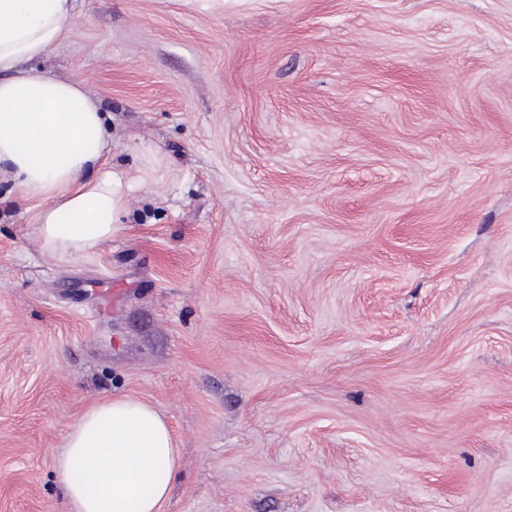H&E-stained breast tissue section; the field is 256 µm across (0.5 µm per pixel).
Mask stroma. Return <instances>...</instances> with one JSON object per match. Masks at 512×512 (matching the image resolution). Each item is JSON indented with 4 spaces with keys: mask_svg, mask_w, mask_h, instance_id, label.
<instances>
[{
    "mask_svg": "<svg viewBox=\"0 0 512 512\" xmlns=\"http://www.w3.org/2000/svg\"><path fill=\"white\" fill-rule=\"evenodd\" d=\"M35 67L129 189L69 259L0 183V512L115 395L162 512H512V0H76Z\"/></svg>",
    "mask_w": 512,
    "mask_h": 512,
    "instance_id": "stroma-1",
    "label": "stroma"
}]
</instances>
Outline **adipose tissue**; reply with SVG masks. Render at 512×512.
Instances as JSON below:
<instances>
[{"instance_id": "adipose-tissue-1", "label": "adipose tissue", "mask_w": 512, "mask_h": 512, "mask_svg": "<svg viewBox=\"0 0 512 512\" xmlns=\"http://www.w3.org/2000/svg\"><path fill=\"white\" fill-rule=\"evenodd\" d=\"M75 0H0V173L35 203L42 249L86 257L120 230L122 177L106 169V116L80 83L31 68L70 32ZM67 512H160L178 468L169 427L149 403L88 408L55 458Z\"/></svg>"}]
</instances>
